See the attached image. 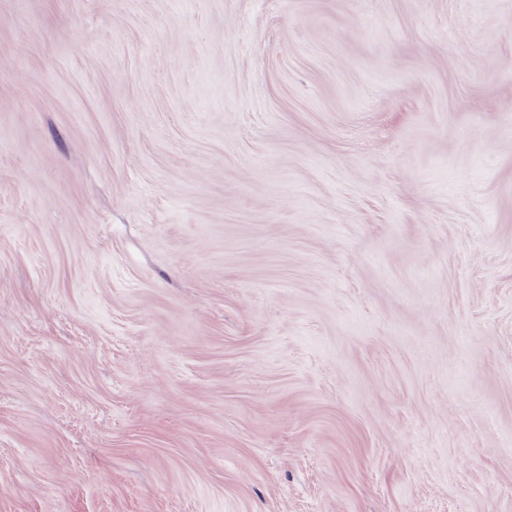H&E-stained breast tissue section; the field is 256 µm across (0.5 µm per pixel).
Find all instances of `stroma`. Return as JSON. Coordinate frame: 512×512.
Wrapping results in <instances>:
<instances>
[{
	"instance_id": "obj_1",
	"label": "stroma",
	"mask_w": 512,
	"mask_h": 512,
	"mask_svg": "<svg viewBox=\"0 0 512 512\" xmlns=\"http://www.w3.org/2000/svg\"><path fill=\"white\" fill-rule=\"evenodd\" d=\"M0 512H512V0H0Z\"/></svg>"
}]
</instances>
